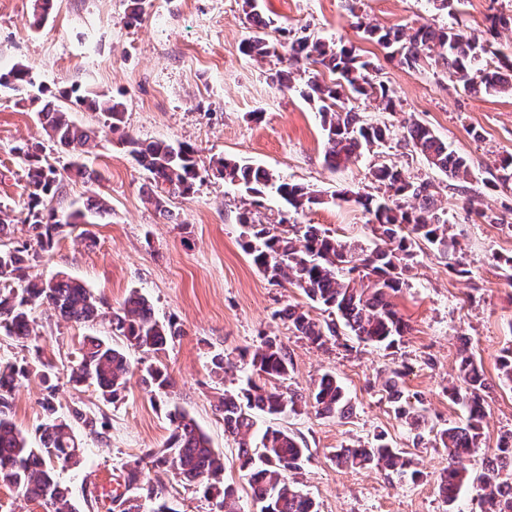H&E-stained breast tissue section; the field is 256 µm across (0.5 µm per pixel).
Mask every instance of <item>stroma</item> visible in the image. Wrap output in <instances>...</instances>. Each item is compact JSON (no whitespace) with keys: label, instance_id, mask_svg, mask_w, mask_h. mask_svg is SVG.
Here are the masks:
<instances>
[{"label":"stroma","instance_id":"1","mask_svg":"<svg viewBox=\"0 0 512 512\" xmlns=\"http://www.w3.org/2000/svg\"><path fill=\"white\" fill-rule=\"evenodd\" d=\"M259 2L263 15L276 24L267 33L269 40L279 41L284 28L289 38L332 41L372 61L374 80L396 96V112L379 111L363 98L349 99L348 107L369 121L392 124L396 136L408 120L432 129L467 157L470 192L461 194L455 180L396 142L330 170L316 108L298 88L272 82L275 71L288 69L287 53L261 58L240 52L241 41L254 29L243 0H146L136 23L128 20L127 0H56L49 22L39 28L31 24L34 0H0V73L25 66L33 76L32 86L23 90L0 87V207L20 209L29 193L17 147L41 143L43 155L66 170L71 154L49 140L36 109L38 100H57L71 88L122 101L123 128L134 138L195 144L204 170L194 194L172 199V216L164 218L146 201L152 190L146 173L119 136L107 134L83 158L99 173V183L65 178L53 199V207L63 211L83 205L98 191L111 210L98 223L64 233L34 265V273L82 280L107 311L118 310L131 291H140L157 319L175 321L181 329L161 352L131 354L136 367L167 366L172 382L167 394L151 395L135 377L125 397L112 404L94 387L74 389L66 382L83 338L107 336V329L64 322L43 307L35 311L42 357L52 361L62 381L56 404L64 410L84 406L104 423L96 435L78 430L84 462L60 471L59 478L69 487L76 512H113L104 487L123 489L124 465L163 448L170 434L167 412L175 405L223 453L224 481L236 489L243 512H259L237 446L216 409L224 390L242 374L217 378L210 358L221 352L239 361L241 353L254 352L266 337L275 336L288 349L292 390L309 394L315 380L330 372L343 383L352 405L345 417L305 409L283 421L309 450L301 488L319 502L321 512H448L438 491L448 456L436 445L433 431L466 418L465 408L448 399L462 353L481 364L487 382L481 451L465 461L472 478L484 476V455L496 453L500 435L512 430V384L499 370L502 350L512 346V280L500 264L512 256V189L486 184L495 161L512 152V96L471 94L444 69L391 61L357 24L453 25L478 33L488 14H512V0H453L445 10L436 9L432 0ZM221 157L261 166L320 194L322 204L297 215V222L366 249L373 245L374 218L354 198L376 194L373 169L386 163L410 180L433 182L470 274L450 273L446 260L423 249L395 299L408 325L395 347L365 345L344 330L317 347L294 335L283 311L295 306L323 322L328 312L299 289L269 282L242 249L239 212L252 208L255 219L264 222L283 209V202L268 192L251 200L243 189L214 177L209 168ZM341 191L349 201L332 202ZM469 197L474 200L470 208L465 205ZM479 209L498 215V223L478 220ZM391 369L402 371L407 400H421L430 429H410L394 414L380 378ZM44 395L33 376L12 394L13 419L28 435H35L43 421ZM379 433L413 460L421 472L417 480H398L382 467L350 469L334 461L336 449L369 444ZM149 478L165 488L175 512H211V501L178 485L172 473L153 469Z\"/></svg>","mask_w":512,"mask_h":512}]
</instances>
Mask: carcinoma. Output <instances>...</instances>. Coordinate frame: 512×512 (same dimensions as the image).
<instances>
[{"label":"carcinoma","mask_w":512,"mask_h":512,"mask_svg":"<svg viewBox=\"0 0 512 512\" xmlns=\"http://www.w3.org/2000/svg\"><path fill=\"white\" fill-rule=\"evenodd\" d=\"M243 5L256 31L241 42L240 51L247 56L276 54V46L265 33L272 20L258 12L257 0H243ZM52 9V0H35V25H44ZM501 28H512V14L492 16L490 26L480 36L435 24L417 28L366 27L364 34L402 65L413 67L422 61H432L445 66L449 76L469 92L512 95L511 59L501 58L494 68L481 65L483 58L498 54L496 38ZM285 48L295 64L319 65L337 75V80L330 83L313 75L305 82L303 91L308 101L318 105L326 137L324 162L330 169L336 170L362 152L392 140L389 125L368 122L358 112L343 106L349 96H373L383 111H396L393 92L383 84H375L370 77L371 62L359 60L346 46L308 36L285 42ZM31 84L32 73L24 66L0 74V87L18 90ZM76 101L101 116L98 126L77 125L69 119L65 108L49 102L38 114L49 137L76 152L69 171L94 184L100 175L81 161V154L101 134L120 129L123 104L97 94L78 95ZM123 141L154 184L155 191L148 195V200L159 214L170 216V199L194 194L200 171L198 150L193 144L145 143L128 136ZM403 142L449 178L463 183L469 179L466 157L449 148L429 127L417 122L404 126ZM17 152L27 166L30 192L21 211L23 219H18L12 209L0 208V334L24 344L37 335L33 312L45 304L67 323L94 324L105 318L99 301L83 282L60 274L43 280L30 276L28 269L41 254L54 248L64 227L87 224L89 218L107 214L108 208L94 195L83 206L61 215L45 210V197L61 191L63 175L38 148L19 147ZM494 169L486 185L496 188L512 183V153L500 157ZM215 171L224 182L254 196L270 187L288 206L287 211L279 212L274 224L256 223L248 209L240 212L238 223L245 227L242 246L256 269L270 282L279 284L285 279L301 289L311 302L336 312L337 320L323 324L294 306L288 307L286 317L295 335L313 344L325 345L336 336L339 323L366 344L389 348L400 341L408 326L392 298L407 285L405 273L422 242L448 258L450 271L459 276L470 273L456 256L457 242L448 236L447 220L440 216L433 185L411 181L393 166L382 165L373 172L375 181L384 187L382 196L367 194L352 200L345 193L337 195L341 201H354L374 217V247L359 253L315 224L290 223L291 214L323 203L322 197L307 187L278 181L268 171L244 161L222 158L216 162ZM17 221L28 225L32 242L13 244V224ZM108 325L119 341L85 337L70 367L68 383L80 386L89 382L96 386L103 400L114 403L124 397L133 375L128 350L155 354L164 350L180 329L172 322L164 324L157 320L150 301L136 290L112 312ZM249 365L250 374L242 386L224 391L219 411L224 419V433L237 440L240 467L250 471L252 497L261 505L260 512H319V504L297 487L295 479L307 459V449L293 433L279 426H268L255 434L252 411L257 409L273 420H280L298 413V403L302 401L318 415L344 417L352 411L344 389L330 373L322 374L304 399L284 387L290 359L287 348L275 337L268 338L253 353ZM460 374L464 387L450 390L449 397L466 407V422L450 424L435 434V440L448 450L450 458L439 486L448 512H455L458 495L470 480L467 470L456 467L455 461L477 448L485 418L481 404V392L486 388L482 367L465 356L460 362ZM29 376L30 370L23 365L0 363V481L13 488L17 497L44 506L46 512H75L66 488L55 477V468L80 464L81 448L73 424L80 423L95 434L97 419L79 406L72 407L66 416L57 414L54 399L58 385L53 383L56 373L51 362H44L38 377L46 386L42 408L47 422L39 426V444L33 445L10 416L12 393ZM400 380V372L395 370L384 382L395 415L412 428L426 426L424 410L402 399ZM141 381L152 392H162L171 386L166 368L153 364L141 369ZM168 419L171 433L165 446L125 464L124 481L130 495L119 498L121 512H176L147 478L148 467L173 471L185 487H204L206 498L221 482L224 457L211 447L209 436L177 406L168 411ZM500 451L502 454L485 460L488 475L481 486V512H512V494L504 491L503 484L495 478L505 462H512V450L506 455L505 448ZM335 458L348 468L382 464L401 478L418 477V471L410 468L409 461L389 445L383 434L376 435L369 446L339 448ZM214 512H241L232 488L220 492Z\"/></svg>","instance_id":"obj_1"}]
</instances>
